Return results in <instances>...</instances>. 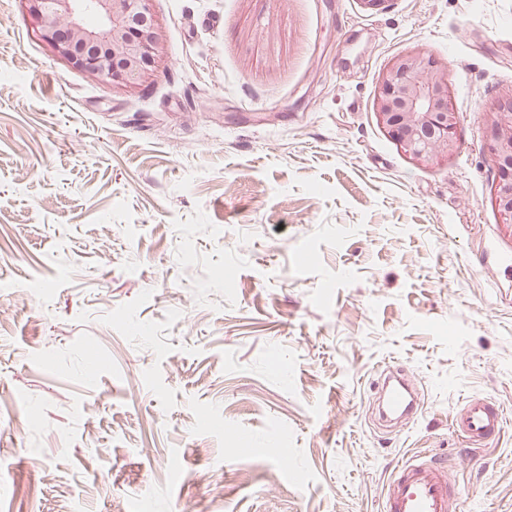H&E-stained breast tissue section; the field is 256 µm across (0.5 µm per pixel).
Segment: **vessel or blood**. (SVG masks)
<instances>
[{
	"label": "vessel or blood",
	"instance_id": "1",
	"mask_svg": "<svg viewBox=\"0 0 512 512\" xmlns=\"http://www.w3.org/2000/svg\"><path fill=\"white\" fill-rule=\"evenodd\" d=\"M380 419H413L421 410L415 383L405 370H389L376 386ZM459 433L474 446L500 437L505 419L491 399L474 396L458 420ZM456 498L447 465L419 455L396 467L390 476L383 512H455Z\"/></svg>",
	"mask_w": 512,
	"mask_h": 512
}]
</instances>
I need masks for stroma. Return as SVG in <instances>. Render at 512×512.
<instances>
[{
    "instance_id": "1",
    "label": "stroma",
    "mask_w": 512,
    "mask_h": 512,
    "mask_svg": "<svg viewBox=\"0 0 512 512\" xmlns=\"http://www.w3.org/2000/svg\"><path fill=\"white\" fill-rule=\"evenodd\" d=\"M151 9L168 58L124 86L0 0V512H380L420 448L459 512H512V226L478 119L512 88V0ZM418 48L461 116L427 169L373 111ZM395 366L424 407L388 432ZM474 395L509 425L471 450Z\"/></svg>"
}]
</instances>
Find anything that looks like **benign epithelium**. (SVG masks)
<instances>
[{
    "instance_id": "1",
    "label": "benign epithelium",
    "mask_w": 512,
    "mask_h": 512,
    "mask_svg": "<svg viewBox=\"0 0 512 512\" xmlns=\"http://www.w3.org/2000/svg\"><path fill=\"white\" fill-rule=\"evenodd\" d=\"M38 40L88 77L134 85L167 56L151 0H21ZM378 123L419 166L458 150L460 115L450 103L448 68L424 50L391 59L379 77ZM487 156L497 171L491 199L501 223L512 224V88L479 113Z\"/></svg>"
}]
</instances>
